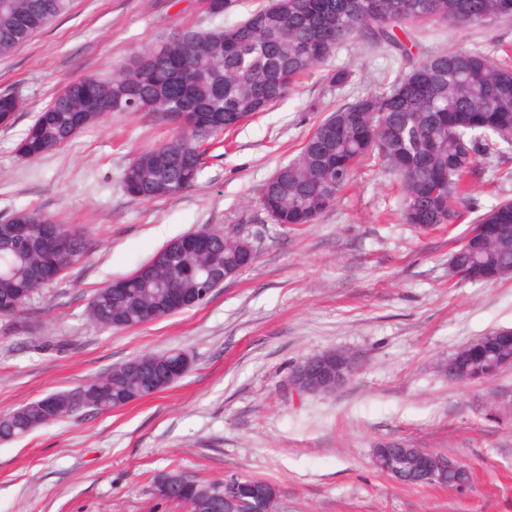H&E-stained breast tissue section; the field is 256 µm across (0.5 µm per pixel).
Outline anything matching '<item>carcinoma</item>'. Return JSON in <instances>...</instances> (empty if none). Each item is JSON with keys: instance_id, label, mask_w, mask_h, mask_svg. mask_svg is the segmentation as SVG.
<instances>
[{"instance_id": "carcinoma-1", "label": "carcinoma", "mask_w": 512, "mask_h": 512, "mask_svg": "<svg viewBox=\"0 0 512 512\" xmlns=\"http://www.w3.org/2000/svg\"><path fill=\"white\" fill-rule=\"evenodd\" d=\"M70 0H0V57L13 53L54 18ZM512 16V0H268L243 22L207 32L185 30L138 51L129 66L109 79L71 80L36 117L19 144L27 158L49 154L74 136L76 126L110 112H186L192 122L170 141L141 151L123 174L125 191L139 199L173 196L189 187L206 165L208 150L229 132L293 89L296 79L326 63L355 38L386 42L401 55V70L389 90L370 94L321 121L299 155L268 180L261 203L279 225L312 224L336 203L359 161L376 156L403 186L400 220L421 232L460 217L464 176L477 157L489 159L512 148V64L477 48H457L423 62L414 60L393 34L408 22L433 19L468 27ZM20 105L0 93V125ZM468 242L450 257L464 277L486 282L512 273V199L482 213ZM93 246L80 230L56 224L37 210H18L0 220V314L8 315L55 280L57 266L70 267ZM256 256L235 236L208 230L199 249L193 237L170 242L133 273L93 295L89 313L99 325L124 329L176 313L166 291L178 288L194 302L211 271H243ZM158 362L190 364L181 350L135 357L86 383L83 393L49 394L0 416V441L22 438L36 428L80 411H109L141 399L142 374ZM255 486L245 477L229 482L158 477L159 498L190 501L191 512H224V498L243 497Z\"/></svg>"}]
</instances>
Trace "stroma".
<instances>
[{"label":"stroma","mask_w":512,"mask_h":512,"mask_svg":"<svg viewBox=\"0 0 512 512\" xmlns=\"http://www.w3.org/2000/svg\"><path fill=\"white\" fill-rule=\"evenodd\" d=\"M265 2L237 0L213 17L202 0H72L67 14L0 58V92L21 101L0 126V219L38 209L95 243L26 312L0 316V414L143 354L178 349L191 358L183 378L122 409L85 410L0 442V512H186L153 494L168 471L267 482L280 512H512V369L469 384L444 370L463 346L512 329V277L448 273L475 218L512 198V150L494 177L477 161L459 223L426 235L399 223L398 179L374 158L315 223L281 228L259 203L264 183L320 121L393 83L399 64L386 46L341 47L225 135L197 180L167 199L138 200L122 184L140 150L176 133L156 114L112 112L51 154L18 152L67 80L111 77L137 50L189 28L236 25ZM395 34L418 61L461 46L512 58V17L465 29L417 22ZM338 68L349 73L340 86L329 76ZM232 224L257 259L203 305L124 330L90 318L96 289L176 237ZM333 349L359 358L351 381L332 393L293 392V367ZM382 440L452 456L471 480L399 483L372 463Z\"/></svg>","instance_id":"stroma-1"}]
</instances>
